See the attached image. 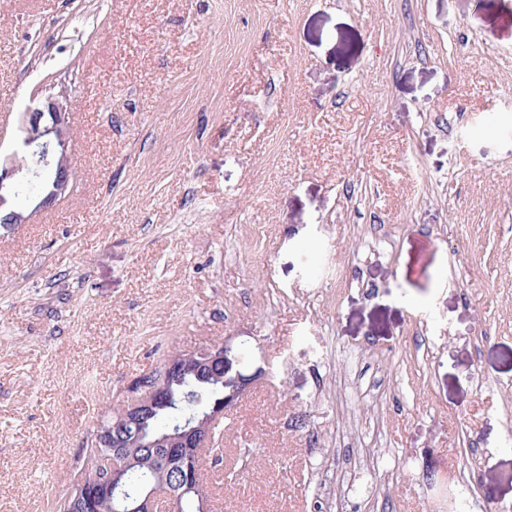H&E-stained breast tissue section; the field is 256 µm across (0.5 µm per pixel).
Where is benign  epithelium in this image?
I'll return each mask as SVG.
<instances>
[{"label": "benign epithelium", "instance_id": "1", "mask_svg": "<svg viewBox=\"0 0 512 512\" xmlns=\"http://www.w3.org/2000/svg\"><path fill=\"white\" fill-rule=\"evenodd\" d=\"M72 101L64 92L48 95L21 113L20 142L16 150L0 158V227L15 228L26 224L30 216L14 209L8 198L15 195L19 175L26 171L40 182V191L31 200L33 212L55 205L73 189L69 151L74 138L70 122ZM232 351L229 343L185 350L183 354L166 361L165 371L176 372L180 363L189 358L198 370L222 368L224 371V399L201 404V415L185 422L177 432L150 438L145 423L187 401L184 395L174 401L170 387L162 380L150 382L138 376L128 387L129 396L122 406V417L113 427L103 426L96 433L97 444L106 447L104 460L108 467V481L88 483L78 480L71 486L68 498L80 503L82 512H96L98 500L106 494L112 499V512H178V501L189 490L196 493L200 512H208L203 493L198 487L200 450L208 447L211 429L224 413L235 407L242 396L267 370L256 368L250 374L235 371L228 359ZM162 448L166 462L178 477L172 486L162 481L147 484L131 497L125 490L123 478L131 467L130 459L122 449Z\"/></svg>", "mask_w": 512, "mask_h": 512}]
</instances>
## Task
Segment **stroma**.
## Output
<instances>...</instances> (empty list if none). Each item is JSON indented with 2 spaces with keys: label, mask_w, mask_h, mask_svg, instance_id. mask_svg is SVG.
<instances>
[{
  "label": "stroma",
  "mask_w": 512,
  "mask_h": 512,
  "mask_svg": "<svg viewBox=\"0 0 512 512\" xmlns=\"http://www.w3.org/2000/svg\"><path fill=\"white\" fill-rule=\"evenodd\" d=\"M74 85L62 87L63 76ZM68 89L77 186L0 228V512H53L164 354L271 369L211 512L512 505V0H0V151Z\"/></svg>",
  "instance_id": "stroma-1"
}]
</instances>
